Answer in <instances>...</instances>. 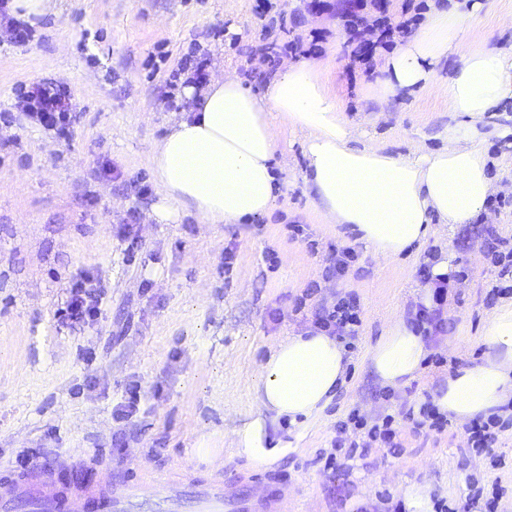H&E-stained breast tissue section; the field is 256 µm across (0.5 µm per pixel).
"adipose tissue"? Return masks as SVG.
Listing matches in <instances>:
<instances>
[{"instance_id": "adipose-tissue-1", "label": "adipose tissue", "mask_w": 512, "mask_h": 512, "mask_svg": "<svg viewBox=\"0 0 512 512\" xmlns=\"http://www.w3.org/2000/svg\"><path fill=\"white\" fill-rule=\"evenodd\" d=\"M469 21L460 0L434 10L389 58L373 97L412 94L429 84L439 61L467 38ZM328 69L323 62H298L258 94L235 76L185 86L184 106L150 157L161 190L158 220L171 221L183 208L208 224H241L274 209L281 127L305 134L308 181L325 223L350 228L383 256L411 252L433 223L467 224L480 216L493 185L473 123L503 111L512 95V73L501 54L467 50L444 92L469 123L448 128L442 149L403 158L353 147L356 130L327 86ZM482 342L481 363L448 375L434 395L438 409L459 422L512 404V301L491 314ZM426 356L422 336L400 323L380 337L369 359L379 382L395 388L416 379ZM346 367L344 348L326 333L309 330L275 343L259 367L255 406L233 432L238 453L268 465L286 456L290 446L273 430L317 416Z\"/></svg>"}]
</instances>
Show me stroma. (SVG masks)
Returning a JSON list of instances; mask_svg holds the SVG:
<instances>
[{
	"instance_id": "stroma-1",
	"label": "stroma",
	"mask_w": 512,
	"mask_h": 512,
	"mask_svg": "<svg viewBox=\"0 0 512 512\" xmlns=\"http://www.w3.org/2000/svg\"><path fill=\"white\" fill-rule=\"evenodd\" d=\"M472 45L512 51V0H480ZM343 0H57L56 11L15 44L0 26V464L33 450L56 467L58 493L143 468L176 482L181 512H194L197 482L224 481L234 495H282L288 512H512V429L488 453L468 452L465 424L414 428L402 410L431 399L451 365L480 362L481 337L495 308L487 297L498 269L484 253L488 230L512 240V139L489 121L477 139L495 184L469 224H437L408 256L386 259L343 227L324 223L305 179V135L279 134L281 193L272 213L244 224H207L190 212L159 223L160 188L150 164L167 132L177 71L190 52L207 55L209 74L240 77L262 92L277 70L303 60L293 40L319 45L328 86L356 127L357 146L394 157L445 146L448 127L467 122L441 83L460 66L453 53L436 80L411 95L378 100L388 53L372 74L351 62ZM276 45L269 56L266 48ZM67 84L78 119L70 140L17 122L23 85ZM150 195L139 196L141 187ZM137 219L129 238L119 226ZM305 228L297 236L292 225ZM356 258L339 276L324 269L336 249ZM447 256L455 276L443 316L448 330L426 337L432 354L419 377L381 387L369 352L394 323L409 321L426 292L419 269ZM105 286L102 315L72 327L56 318L79 274ZM353 297L361 327L346 382L322 414L281 427L292 449L262 466L239 456L234 429L255 402L258 368L270 346L312 328L316 310ZM138 412L115 411L130 385ZM395 415L399 451L371 448L324 468L336 424L350 411ZM482 498L469 503L471 480Z\"/></svg>"
}]
</instances>
